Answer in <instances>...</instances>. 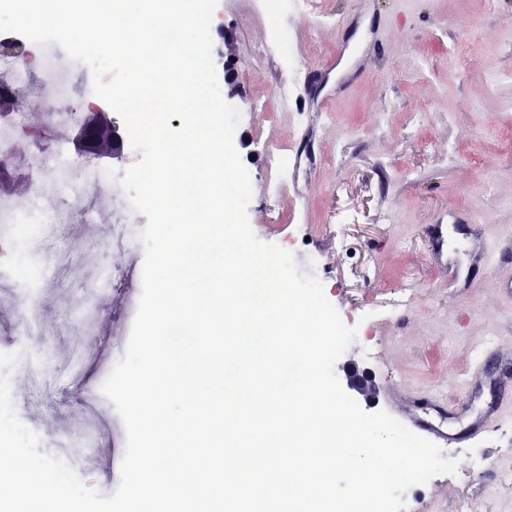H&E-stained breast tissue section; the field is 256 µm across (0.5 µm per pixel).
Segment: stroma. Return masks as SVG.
<instances>
[{
	"mask_svg": "<svg viewBox=\"0 0 512 512\" xmlns=\"http://www.w3.org/2000/svg\"><path fill=\"white\" fill-rule=\"evenodd\" d=\"M217 7L224 26L211 32L212 57L219 71L232 59L241 88L234 144L253 188L248 220L260 241L288 249L322 283L356 329L337 377L364 371L374 389L353 399L401 422L395 388L451 401L475 337L512 342V282L500 278L512 270V0H322L318 17L284 18L291 62L272 50L259 0ZM283 83L295 85L300 111L281 107ZM271 146L290 151L287 180L267 161ZM437 225L469 287H449L433 262ZM23 229L39 243L66 239L71 251L47 269L22 253L29 286L0 288V352L17 356L12 398L40 451L74 462L81 482L108 496L120 484L126 431L88 441L82 393L125 354L129 338L112 317L140 296L142 280L116 286L112 271L139 268L144 253L114 248L103 216L70 224L34 212ZM478 232L498 247L497 265L473 263ZM28 288L46 335L20 344L14 327ZM487 361L495 371L481 378L472 408L446 413L459 437L456 474L431 478L421 498L405 492L407 512H455L464 495L512 512V421L467 436L490 382L512 376L496 354Z\"/></svg>",
	"mask_w": 512,
	"mask_h": 512,
	"instance_id": "obj_1",
	"label": "stroma"
}]
</instances>
